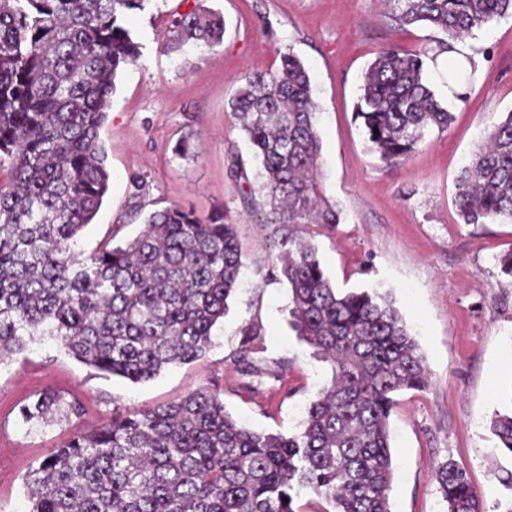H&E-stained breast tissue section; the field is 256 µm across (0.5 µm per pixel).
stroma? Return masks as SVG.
<instances>
[{"label":"stroma","mask_w":512,"mask_h":512,"mask_svg":"<svg viewBox=\"0 0 512 512\" xmlns=\"http://www.w3.org/2000/svg\"><path fill=\"white\" fill-rule=\"evenodd\" d=\"M202 7L223 15V44L171 49L172 19ZM125 25L140 57L116 79L101 131L109 189L80 248L88 254L107 238L126 242L146 215L172 204L203 220L220 210L236 229L240 285L210 350L145 383L100 375L52 336L1 362L0 512H30L25 475L73 433L201 386L218 390L226 411L248 428L298 430L331 372L288 325V288L271 274L286 229L267 221L261 179L229 107L245 76L274 71L288 52L309 69L320 181L341 213L335 231L308 224L297 232L315 243L337 287L389 293L429 372L425 389L399 395L390 419L392 512H446L435 471L448 459L467 470L482 512H504L512 458L497 450L489 421L512 389V277L497 263L512 250V224L462 223L454 196L461 166L512 110V17L467 38L477 72L464 101L449 97L438 63L425 62V77L453 119L391 167L354 119L363 74L384 47H432L442 34L391 25L382 0H150L127 12ZM181 139L193 144L192 155L174 154ZM246 325L261 334L257 358L267 377L257 392L234 363ZM47 388L80 399L83 419L23 427L20 405Z\"/></svg>","instance_id":"stroma-1"}]
</instances>
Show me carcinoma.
Here are the masks:
<instances>
[{
  "instance_id": "obj_1",
  "label": "carcinoma",
  "mask_w": 512,
  "mask_h": 512,
  "mask_svg": "<svg viewBox=\"0 0 512 512\" xmlns=\"http://www.w3.org/2000/svg\"><path fill=\"white\" fill-rule=\"evenodd\" d=\"M150 0H0V363L29 342L54 336L100 373L145 382L191 363L213 345L243 267L235 227L171 205L150 213L139 234L86 255L82 230L109 187L100 130L116 78L140 56L122 14ZM512 15V0H393L400 28L433 27L452 41ZM175 46L223 43L220 15L192 10L172 22ZM429 49L390 45L365 73L354 118L391 166L452 113L423 76ZM470 57L448 69V90L465 98ZM261 166L272 224H340L317 179V104L304 63L288 52L278 69L245 79L231 101ZM465 224L512 223V112L456 177ZM273 275L288 284L290 324L332 377L310 400L302 429L253 431L226 412L220 393L200 387L72 435L26 477L30 512H299L310 491L323 512H392L389 421L396 396L422 390L425 360L388 295L343 293L315 246L282 238ZM260 331L241 330L235 365L263 374L252 354ZM489 429L512 456V388ZM29 427L81 419L76 398L46 390L19 409ZM446 512H480L464 469H436Z\"/></svg>"
}]
</instances>
